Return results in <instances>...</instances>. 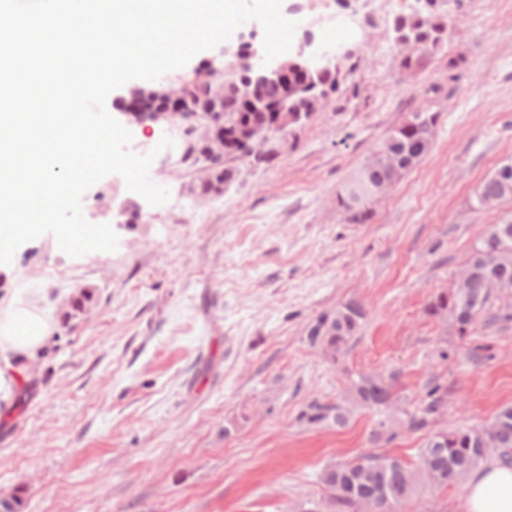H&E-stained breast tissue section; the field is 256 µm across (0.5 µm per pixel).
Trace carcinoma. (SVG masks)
<instances>
[{
  "mask_svg": "<svg viewBox=\"0 0 512 512\" xmlns=\"http://www.w3.org/2000/svg\"><path fill=\"white\" fill-rule=\"evenodd\" d=\"M455 19L439 9V0H424V7L407 14H400L393 20L395 43L409 44L413 52L401 57L400 66L407 71H419L427 66L431 57L439 53L448 39V29ZM339 71L316 73L311 78V95H325L327 89L339 87ZM182 87L195 111L211 110L208 102L202 100L198 85L192 79L182 81ZM224 111V129L235 130L236 102L224 96L220 105ZM315 106L308 98L297 99L294 108L288 110L289 129L308 120ZM438 113L413 112L398 128L390 131L377 146V151L390 155L396 152H413V164H418L428 154L433 139L429 129L436 126ZM385 169L367 170L360 167L343 185L342 194L337 196V205L350 224L367 222L365 213L351 208L352 200L368 195L369 187L382 176ZM512 199V171L506 176H487L473 189L472 209L484 210L497 207L503 200ZM472 276L467 288H448L431 295L425 311L434 319L448 318L461 336L467 335L481 317L489 320L512 319V305H500L490 311L491 303L484 288L491 280L504 289L502 297H512V211L489 225L480 235L469 257ZM367 310L357 301H347L334 311L319 317L310 328L309 338L328 351L333 361L346 352L350 340L363 327ZM352 402L370 410L381 411L389 408L394 401L393 382L376 375L361 374L351 381ZM442 398L439 388L429 392V401L417 413L409 416V428L421 431L433 425L440 412ZM302 418L309 423L332 421L343 426L348 421V410L338 405H321L313 402ZM487 448L500 449L499 459L512 461V406L501 408L493 416L490 428L480 426H457L441 428L429 433L419 451V460L425 464V471L437 472L441 478L438 487L460 483L475 469L489 459ZM321 481L335 505L346 509L355 508L362 498L381 497L380 512H398L419 487V469L394 456H382L363 452L347 463L328 467L321 474Z\"/></svg>",
  "mask_w": 512,
  "mask_h": 512,
  "instance_id": "1",
  "label": "carcinoma"
}]
</instances>
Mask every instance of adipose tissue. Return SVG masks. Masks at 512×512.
<instances>
[{
	"mask_svg": "<svg viewBox=\"0 0 512 512\" xmlns=\"http://www.w3.org/2000/svg\"><path fill=\"white\" fill-rule=\"evenodd\" d=\"M53 325L14 292L0 299V404L11 407L19 382L17 359L33 357L50 341ZM461 512H512V467L492 459L471 472Z\"/></svg>",
	"mask_w": 512,
	"mask_h": 512,
	"instance_id": "1",
	"label": "adipose tissue"
}]
</instances>
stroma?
Segmentation results:
<instances>
[{
  "label": "stroma",
  "instance_id": "obj_1",
  "mask_svg": "<svg viewBox=\"0 0 512 512\" xmlns=\"http://www.w3.org/2000/svg\"><path fill=\"white\" fill-rule=\"evenodd\" d=\"M442 8L456 23L414 75L394 41L382 56L364 26H337L339 89L270 155L226 157L223 193H202L201 166L169 147L149 177L185 201L181 215L92 187L82 212L112 225L116 250L73 257L46 233L0 266V298L23 289L55 327L0 409V498L19 512H311L331 464L370 450L416 461L424 435L408 415L431 387L440 428L512 405V321L463 339L425 313L480 230L512 211L471 207L512 157V0ZM420 110L439 115L428 155L367 223L341 222L344 180ZM351 299L368 316L335 364L308 331ZM361 374L394 379L391 440L371 444L380 417L360 407L341 427L302 419ZM465 493L428 488L403 512H459Z\"/></svg>",
  "mask_w": 512,
  "mask_h": 512
}]
</instances>
